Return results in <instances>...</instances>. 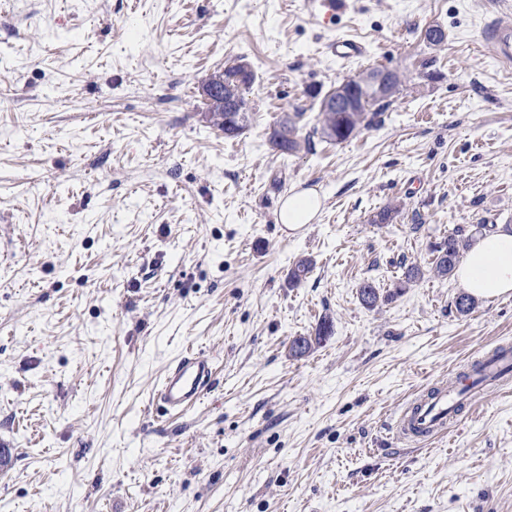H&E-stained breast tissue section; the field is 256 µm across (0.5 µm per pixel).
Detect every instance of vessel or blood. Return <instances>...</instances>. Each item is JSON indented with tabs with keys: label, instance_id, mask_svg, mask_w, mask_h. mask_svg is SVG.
Returning a JSON list of instances; mask_svg holds the SVG:
<instances>
[{
	"label": "vessel or blood",
	"instance_id": "obj_1",
	"mask_svg": "<svg viewBox=\"0 0 512 512\" xmlns=\"http://www.w3.org/2000/svg\"><path fill=\"white\" fill-rule=\"evenodd\" d=\"M487 52L500 62L512 64V11L500 12L481 33ZM336 59L362 58L361 42L336 37L329 45ZM512 374V348L501 346L493 352L476 355L468 369L460 372L452 385H430L410 400L397 420L399 434L407 439L427 440L447 433L448 425L465 405L479 402L487 389H501ZM212 376L209 360L185 351L166 371L157 391L156 404L165 412H184L204 395Z\"/></svg>",
	"mask_w": 512,
	"mask_h": 512
}]
</instances>
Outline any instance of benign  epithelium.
<instances>
[{
    "label": "benign epithelium",
    "instance_id": "7a95c632",
    "mask_svg": "<svg viewBox=\"0 0 512 512\" xmlns=\"http://www.w3.org/2000/svg\"><path fill=\"white\" fill-rule=\"evenodd\" d=\"M244 69V65H233L230 70L219 72L204 83L202 94L208 109L239 111ZM398 81L399 73L391 69L367 71L328 91L321 99L320 112H355L361 102L388 99L395 92Z\"/></svg>",
    "mask_w": 512,
    "mask_h": 512
}]
</instances>
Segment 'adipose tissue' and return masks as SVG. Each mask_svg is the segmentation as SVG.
<instances>
[{
    "label": "adipose tissue",
    "instance_id": "adipose-tissue-1",
    "mask_svg": "<svg viewBox=\"0 0 512 512\" xmlns=\"http://www.w3.org/2000/svg\"><path fill=\"white\" fill-rule=\"evenodd\" d=\"M456 278L478 298L512 294V233L498 232L476 238L457 268Z\"/></svg>",
    "mask_w": 512,
    "mask_h": 512
}]
</instances>
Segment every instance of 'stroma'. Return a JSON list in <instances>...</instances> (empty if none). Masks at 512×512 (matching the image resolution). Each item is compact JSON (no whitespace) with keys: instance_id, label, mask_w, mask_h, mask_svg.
<instances>
[{"instance_id":"35a3bbf8","label":"stroma","mask_w":512,"mask_h":512,"mask_svg":"<svg viewBox=\"0 0 512 512\" xmlns=\"http://www.w3.org/2000/svg\"><path fill=\"white\" fill-rule=\"evenodd\" d=\"M501 8L0 0V512H512V396L441 438L395 429L417 391L512 344V296L462 316L456 277L432 271L454 228L512 230V66L477 36ZM339 36L367 56L336 60ZM241 57L253 112L228 139L200 88ZM372 67L403 78L379 123L271 148L284 113L310 131L320 93ZM304 189L322 207L288 231ZM413 264L403 295L361 305L360 283L392 289ZM188 346L210 392L149 413ZM321 200L315 193L301 192L285 197L278 213V221L288 224V228H297L310 224L317 216Z\"/></svg>"}]
</instances>
